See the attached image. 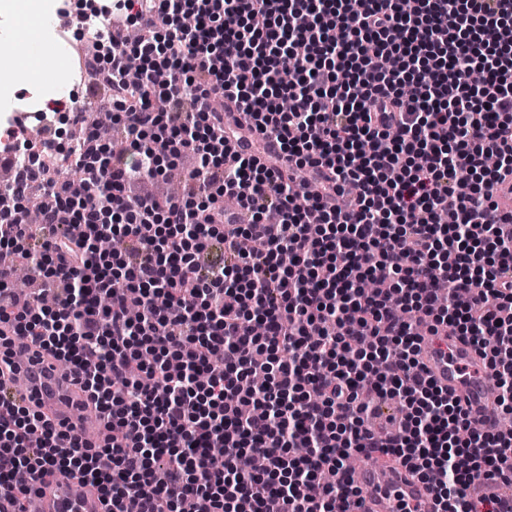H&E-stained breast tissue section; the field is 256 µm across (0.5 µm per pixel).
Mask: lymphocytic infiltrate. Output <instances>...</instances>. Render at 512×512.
<instances>
[{"label":"lymphocytic infiltrate","mask_w":512,"mask_h":512,"mask_svg":"<svg viewBox=\"0 0 512 512\" xmlns=\"http://www.w3.org/2000/svg\"><path fill=\"white\" fill-rule=\"evenodd\" d=\"M112 12L142 33L108 39L141 68L137 83L112 70L128 152L79 144L84 194L43 183L54 204L35 229L23 214L41 169H28L0 219V351L19 333L70 362L110 436L91 445L0 401L10 508L59 473L108 512H178L187 498L196 512H336L358 496L355 449L410 465L437 512H512V432L473 427L422 369L418 331L449 326L481 350L512 413V215L493 196L512 175V0H112ZM258 137L278 143V165L228 149ZM188 154L178 197L131 195ZM109 236L124 250L100 251ZM213 240L224 264L204 272ZM22 259L53 305L15 297ZM372 393L402 411L383 436L364 425ZM255 448L263 473L240 471Z\"/></svg>","instance_id":"1"}]
</instances>
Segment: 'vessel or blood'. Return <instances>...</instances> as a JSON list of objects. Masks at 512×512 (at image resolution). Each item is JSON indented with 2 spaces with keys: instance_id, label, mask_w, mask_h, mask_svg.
Here are the masks:
<instances>
[{
  "instance_id": "obj_1",
  "label": "vessel or blood",
  "mask_w": 512,
  "mask_h": 512,
  "mask_svg": "<svg viewBox=\"0 0 512 512\" xmlns=\"http://www.w3.org/2000/svg\"><path fill=\"white\" fill-rule=\"evenodd\" d=\"M429 342L422 357L429 375L459 401L471 421L485 429L497 428L491 396L496 379L479 352L451 334L430 337ZM11 349L35 359L24 388L13 397L14 404H39L45 414L85 441L103 439V425L95 421L96 411L70 368L39 351L26 336L13 337ZM353 480L360 491L355 512H436L430 484L401 462L362 467L354 471ZM105 510L95 490L59 474L44 477L24 502V512Z\"/></svg>"
}]
</instances>
